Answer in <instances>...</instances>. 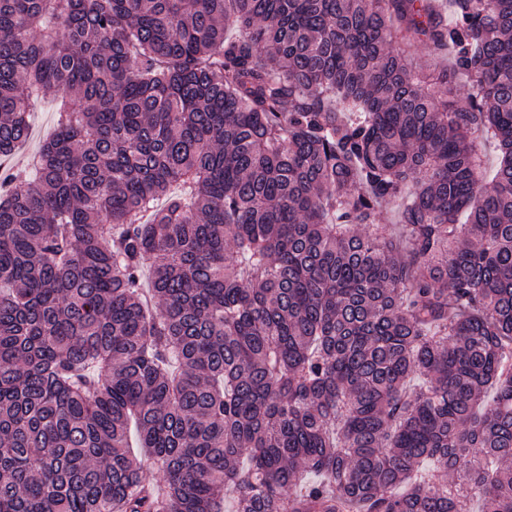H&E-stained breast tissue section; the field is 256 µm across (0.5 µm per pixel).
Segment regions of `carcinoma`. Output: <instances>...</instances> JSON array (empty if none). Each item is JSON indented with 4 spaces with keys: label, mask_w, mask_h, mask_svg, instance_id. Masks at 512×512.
<instances>
[{
    "label": "carcinoma",
    "mask_w": 512,
    "mask_h": 512,
    "mask_svg": "<svg viewBox=\"0 0 512 512\" xmlns=\"http://www.w3.org/2000/svg\"><path fill=\"white\" fill-rule=\"evenodd\" d=\"M446 2L0 0V512H512V0ZM32 130L24 146L12 155L11 169L24 167L29 157L34 155L43 141L50 138L55 132L56 112L52 102H44L33 114Z\"/></svg>",
    "instance_id": "obj_1"
}]
</instances>
